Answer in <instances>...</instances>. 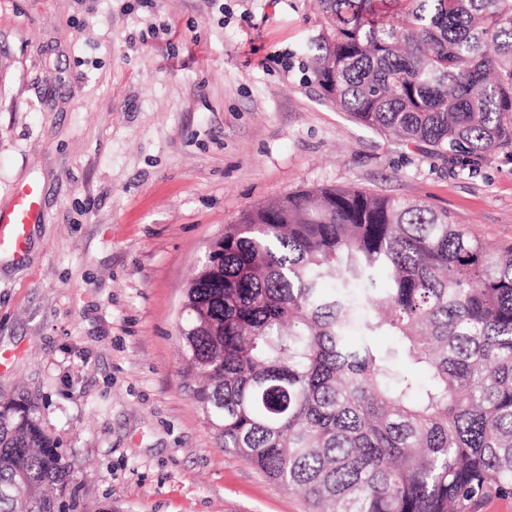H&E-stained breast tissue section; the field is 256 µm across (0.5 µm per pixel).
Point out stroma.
Here are the masks:
<instances>
[{
	"label": "stroma",
	"mask_w": 512,
	"mask_h": 512,
	"mask_svg": "<svg viewBox=\"0 0 512 512\" xmlns=\"http://www.w3.org/2000/svg\"><path fill=\"white\" fill-rule=\"evenodd\" d=\"M314 0H0V396L63 444L72 512H309L220 448L183 374L184 290L243 213L322 186L512 244V154L464 166L359 124L309 68ZM39 193L32 187L19 190L8 213H0V252L20 256L27 245L26 228L39 217Z\"/></svg>",
	"instance_id": "obj_1"
}]
</instances>
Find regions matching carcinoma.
<instances>
[{
  "mask_svg": "<svg viewBox=\"0 0 512 512\" xmlns=\"http://www.w3.org/2000/svg\"><path fill=\"white\" fill-rule=\"evenodd\" d=\"M378 2L315 0L324 95L458 161L512 151V0ZM216 246L179 335L222 448L315 512L512 497V245L421 201L323 187L246 212ZM378 291L384 305L358 316ZM67 477L38 403L1 399L0 512H66Z\"/></svg>",
  "mask_w": 512,
  "mask_h": 512,
  "instance_id": "carcinoma-1",
  "label": "carcinoma"
}]
</instances>
